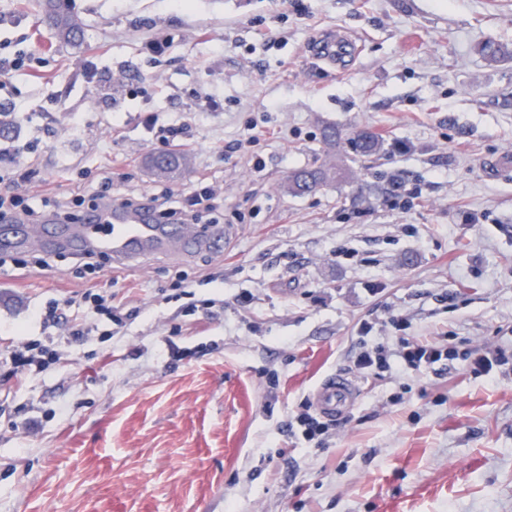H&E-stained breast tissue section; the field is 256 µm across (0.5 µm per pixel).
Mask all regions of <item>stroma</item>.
<instances>
[{"label":"stroma","mask_w":512,"mask_h":512,"mask_svg":"<svg viewBox=\"0 0 512 512\" xmlns=\"http://www.w3.org/2000/svg\"><path fill=\"white\" fill-rule=\"evenodd\" d=\"M29 3L0 0V56L38 57L0 88L18 111L0 178L31 172L63 212L104 184L116 200L207 186L204 221L235 235L133 267L5 254L0 512H512V378L351 367L361 341L393 352L404 334L512 348V59L478 52L512 46V0H75L77 48ZM335 28L353 43L340 68L308 52ZM143 113L192 125L179 176L148 168ZM249 125L259 173L224 152ZM362 128L384 152H352ZM315 160L343 178L289 191ZM392 174L422 190L408 210L386 201ZM92 287L111 316L44 326ZM34 341L58 361L14 368ZM339 372L359 399L309 447L286 424Z\"/></svg>","instance_id":"1"}]
</instances>
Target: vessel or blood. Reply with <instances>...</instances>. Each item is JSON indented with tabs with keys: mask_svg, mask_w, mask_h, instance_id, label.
<instances>
[{
	"mask_svg": "<svg viewBox=\"0 0 512 512\" xmlns=\"http://www.w3.org/2000/svg\"><path fill=\"white\" fill-rule=\"evenodd\" d=\"M349 43L340 30L325 31L312 45L313 54L333 64ZM233 236L232 228L196 224H156L151 210L142 204L113 201L109 211L93 215L83 224H1L0 251L11 252L32 238H43L47 245H64L77 251H95L108 255L113 264L133 265L152 253L168 250L181 255L201 248L221 249ZM359 398L355 382L342 374L321 384L314 402L325 416L338 417L349 411Z\"/></svg>",
	"mask_w": 512,
	"mask_h": 512,
	"instance_id": "b4317fda",
	"label": "vessel or blood"
}]
</instances>
